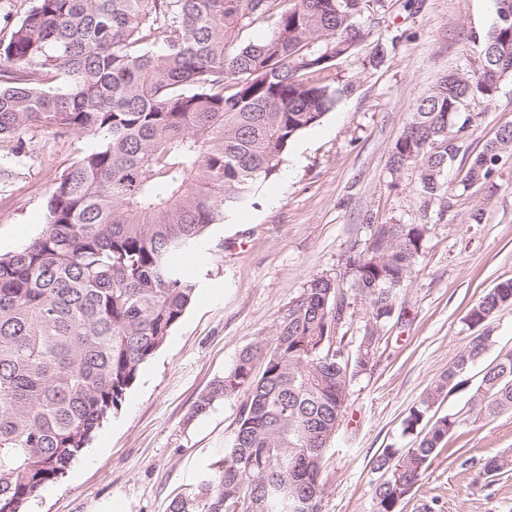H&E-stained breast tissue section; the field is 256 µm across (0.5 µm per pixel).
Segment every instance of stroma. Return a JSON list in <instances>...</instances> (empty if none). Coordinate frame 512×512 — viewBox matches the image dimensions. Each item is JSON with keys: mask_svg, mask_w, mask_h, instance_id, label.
<instances>
[{"mask_svg": "<svg viewBox=\"0 0 512 512\" xmlns=\"http://www.w3.org/2000/svg\"><path fill=\"white\" fill-rule=\"evenodd\" d=\"M494 0H386L370 34L334 69L336 104L291 144L273 181L254 205L213 226L190 268L198 288L165 344L140 369L126 400L97 431L67 473L31 500L26 512H162L190 492L223 457L246 392L193 412L240 353L271 344L290 302L313 278L342 279L344 255L366 225L413 223L417 173H391L389 156L417 100L447 72L477 75L481 41L495 21ZM384 44L382 62L372 59ZM471 128L467 152L449 166L457 185L472 156L512 125V79L492 99L462 108ZM33 155L0 158V252L17 249L44 222L58 174L88 140L33 133ZM501 189L453 198L433 216L422 253L397 302L399 320L380 341L373 367L350 385L345 413L325 452L321 512H373L372 463L387 446L409 448V408L447 370L474 334L470 306L512 278V158ZM482 210V223L470 215ZM402 512H512V472L482 490L474 469L494 454H512V411L450 439Z\"/></svg>", "mask_w": 512, "mask_h": 512, "instance_id": "35a3bbf8", "label": "stroma"}]
</instances>
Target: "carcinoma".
<instances>
[{
	"mask_svg": "<svg viewBox=\"0 0 512 512\" xmlns=\"http://www.w3.org/2000/svg\"><path fill=\"white\" fill-rule=\"evenodd\" d=\"M382 0H28L0 39V152L30 155L29 133L95 142L55 179L41 233L0 253V512L62 478L96 431L121 410L141 366L163 345L197 284L171 257L202 247L212 226L253 203L290 144L335 103L327 79L370 30ZM477 78L445 74L413 107L389 159L418 171L415 224H370L345 265L348 287L314 278L282 316L271 346L249 347L195 402L194 414L241 389L231 448L164 512H320L325 441L344 417L345 384L373 366L382 339L338 329L348 296L380 330L422 250L428 207L452 191L443 174L468 129L461 108L512 78V0H496ZM271 34L250 41L252 25ZM512 157L501 127L470 162L460 186L491 197ZM512 304V279L468 311L483 327ZM485 333L455 356L404 419L414 448H385L372 469L374 512H401L430 462L467 422L437 419L431 405L468 383ZM261 358V373L253 363ZM472 423L512 411V349L473 389ZM512 471L495 455L472 474L475 489Z\"/></svg>",
	"mask_w": 512,
	"mask_h": 512,
	"instance_id": "1",
	"label": "carcinoma"
}]
</instances>
